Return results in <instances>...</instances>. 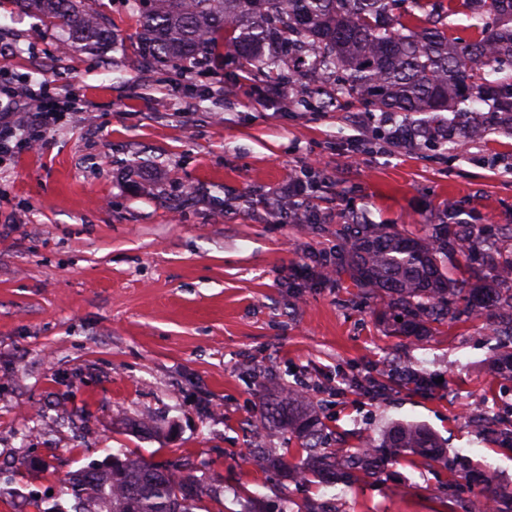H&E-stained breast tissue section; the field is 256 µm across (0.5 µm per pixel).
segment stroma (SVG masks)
I'll use <instances>...</instances> for the list:
<instances>
[{
  "label": "stroma",
  "instance_id": "obj_1",
  "mask_svg": "<svg viewBox=\"0 0 512 512\" xmlns=\"http://www.w3.org/2000/svg\"><path fill=\"white\" fill-rule=\"evenodd\" d=\"M96 9L116 46L65 56L58 30L0 0V88L48 80L59 109L50 131L31 130L36 147L0 162V468L13 476L0 512L68 503L62 479L109 448L189 458L203 512H470L496 488L512 512V440L474 419H512L497 320L391 336L387 297L329 270L351 219L424 236L450 210L512 255V134L428 149L388 137L404 123L382 109L264 94L266 77L230 57L141 66L125 0ZM309 171L303 205L277 207L274 192ZM270 376L305 392L328 448L419 424L455 470L409 451L350 484L260 469L248 449L299 455L287 431L249 426ZM147 414L156 431L127 430Z\"/></svg>",
  "mask_w": 512,
  "mask_h": 512
}]
</instances>
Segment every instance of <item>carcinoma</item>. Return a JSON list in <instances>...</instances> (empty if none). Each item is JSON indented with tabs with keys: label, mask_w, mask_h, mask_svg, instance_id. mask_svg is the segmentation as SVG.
Wrapping results in <instances>:
<instances>
[{
	"label": "carcinoma",
	"mask_w": 512,
	"mask_h": 512,
	"mask_svg": "<svg viewBox=\"0 0 512 512\" xmlns=\"http://www.w3.org/2000/svg\"><path fill=\"white\" fill-rule=\"evenodd\" d=\"M15 8L67 34L64 53L99 50L117 34L92 7V0H11ZM136 12L134 56L140 65L192 70L224 62L234 51L240 66L282 84L300 82L309 94L342 95L365 107H382L408 119L426 115L413 134L437 142L482 139L493 130L484 108L512 132V0H128ZM463 13L477 36L448 34L446 18ZM350 246L338 257L356 284L383 291L388 307L402 318L395 336L426 325L491 310L512 327V256H487L488 270L470 286L448 273L452 253L468 259L478 246L466 224H437L415 238L384 224L347 225ZM278 402L259 408V422L297 434L306 457L295 462L264 448L249 460L285 468L305 482L313 467L333 469L347 484L357 472L374 473L377 448H410L422 457L447 461L426 429L395 424L380 444L355 449L342 463L327 451L325 425L304 406L299 390L270 382ZM203 492L200 478L185 464H155L110 454L69 475L64 494L71 512H195Z\"/></svg>",
	"instance_id": "carcinoma-1"
}]
</instances>
